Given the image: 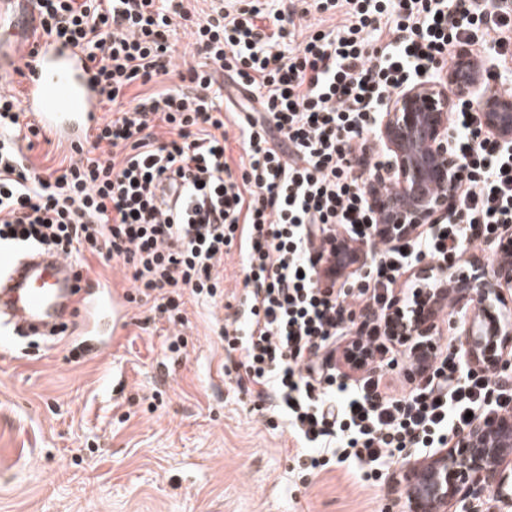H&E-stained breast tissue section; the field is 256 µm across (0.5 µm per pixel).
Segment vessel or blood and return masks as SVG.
Segmentation results:
<instances>
[{
    "instance_id": "obj_1",
    "label": "vessel or blood",
    "mask_w": 512,
    "mask_h": 512,
    "mask_svg": "<svg viewBox=\"0 0 512 512\" xmlns=\"http://www.w3.org/2000/svg\"><path fill=\"white\" fill-rule=\"evenodd\" d=\"M12 20L0 37V82L22 73L23 108L47 136L69 145L90 142L102 119L100 96L88 62L73 46L41 38L36 0H0V15ZM83 305L90 318L111 317L120 334L129 314L124 293L106 285L80 288L73 263L55 252H32L0 273V317L16 333L38 335L60 326L67 311Z\"/></svg>"
}]
</instances>
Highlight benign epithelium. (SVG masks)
Returning a JSON list of instances; mask_svg holds the SVG:
<instances>
[{
  "instance_id": "1",
  "label": "benign epithelium",
  "mask_w": 512,
  "mask_h": 512,
  "mask_svg": "<svg viewBox=\"0 0 512 512\" xmlns=\"http://www.w3.org/2000/svg\"><path fill=\"white\" fill-rule=\"evenodd\" d=\"M488 67L487 59L461 47L451 69L402 89L381 117L370 145H382L386 158L378 162L370 182L389 180L394 189L367 199L377 220L374 237L388 246L398 247L422 228L455 217L465 169L450 129L459 100L471 101L483 130L512 146V97L485 85ZM339 238L356 256L358 267L372 254L364 240H352L345 233ZM497 254L492 265L471 258L469 269L461 272L445 263L414 267L420 288L434 291L435 297L415 307L409 317L396 297L387 317L389 333L410 360L433 355L444 297L449 295L460 315L453 326L469 368L500 370L512 363V319L501 312L512 293V230L501 236ZM365 361L367 353L347 341L341 352L345 369L358 374ZM423 473L430 512H512V409L475 418L458 445L406 463L403 482L411 512H422L413 490Z\"/></svg>"
}]
</instances>
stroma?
Wrapping results in <instances>:
<instances>
[{
  "mask_svg": "<svg viewBox=\"0 0 512 512\" xmlns=\"http://www.w3.org/2000/svg\"><path fill=\"white\" fill-rule=\"evenodd\" d=\"M241 268L225 252L219 307L185 298L178 353L147 304L115 338L86 335L80 307L49 340L0 325V512H387L401 465L378 487L347 463L307 475L287 422L225 377L242 361L215 323L237 310Z\"/></svg>",
  "mask_w": 512,
  "mask_h": 512,
  "instance_id": "obj_1",
  "label": "stroma"
}]
</instances>
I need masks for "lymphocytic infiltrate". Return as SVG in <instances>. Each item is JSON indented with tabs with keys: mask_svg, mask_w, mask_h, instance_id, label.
Listing matches in <instances>:
<instances>
[{
	"mask_svg": "<svg viewBox=\"0 0 512 512\" xmlns=\"http://www.w3.org/2000/svg\"><path fill=\"white\" fill-rule=\"evenodd\" d=\"M45 37L79 46L103 103L90 148L38 169L22 142L13 90L0 88V243L93 256L129 275L133 303L180 324L178 297L218 305L224 250L244 256L242 294L220 329L239 354L240 389L273 398L308 470L351 462L380 483L408 449L444 448L468 413L512 404L496 370L459 374L436 352L408 390L386 383L395 343L384 320L409 263H456L468 248L494 244L512 224V148L483 131L459 103L451 126L466 162L460 218L399 247L374 239L364 147L401 87L447 63L450 47L481 42L499 62L512 58V0H210L204 13L183 0H38ZM180 30L185 48L168 39ZM198 65L180 70V51ZM246 91L236 135L224 124L220 77ZM235 139L245 158L231 168ZM179 181L163 208L158 181ZM371 241L374 258L345 287L322 281L320 261L338 232ZM373 322L356 324L363 312ZM371 357L357 384L327 366L337 337Z\"/></svg>",
	"mask_w": 512,
	"mask_h": 512,
	"instance_id": "f902f5d3",
	"label": "lymphocytic infiltrate"
}]
</instances>
